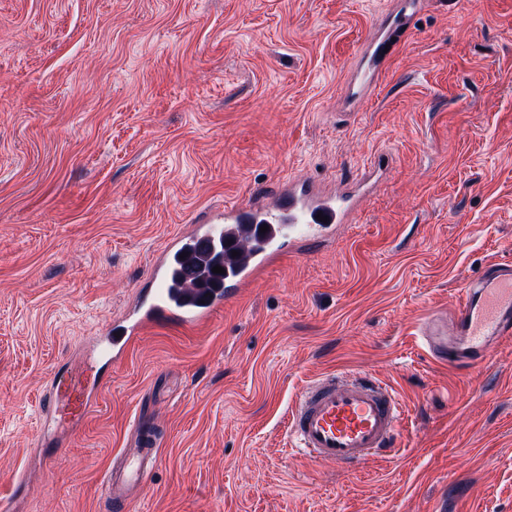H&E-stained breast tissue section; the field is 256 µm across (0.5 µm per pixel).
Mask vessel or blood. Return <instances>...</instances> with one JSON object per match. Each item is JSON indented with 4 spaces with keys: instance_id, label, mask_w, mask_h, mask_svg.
Returning a JSON list of instances; mask_svg holds the SVG:
<instances>
[{
    "instance_id": "b4317fda",
    "label": "vessel or blood",
    "mask_w": 512,
    "mask_h": 512,
    "mask_svg": "<svg viewBox=\"0 0 512 512\" xmlns=\"http://www.w3.org/2000/svg\"><path fill=\"white\" fill-rule=\"evenodd\" d=\"M408 12L391 21H376L374 36L364 49L366 67L352 82L356 97H365L387 59L382 50L402 38ZM357 210L351 195H313L296 189L265 203H234L170 239L152 269L156 283L121 322L105 329L98 351L83 361L59 368L43 397L55 410L59 399L87 414L106 383L102 366L120 361L133 336L149 326L173 321L194 329L205 325L223 307L230 288H243L283 249L285 241L305 247L351 223ZM212 250L228 249L232 257L220 287L198 288L181 283L183 253L196 243ZM422 333L433 359L467 372L486 360L494 344L512 335V265L494 263L469 283L448 319L430 318ZM402 411L394 392L366 373L339 372L312 381L289 414L288 433L296 448L310 458L329 461L348 472L362 468L375 455L397 451ZM120 466L108 470L107 499L120 512L130 506L129 490L155 465L152 453L120 455Z\"/></svg>"
}]
</instances>
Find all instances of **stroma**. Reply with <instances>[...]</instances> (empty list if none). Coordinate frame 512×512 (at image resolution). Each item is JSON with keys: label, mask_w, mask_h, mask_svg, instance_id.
Masks as SVG:
<instances>
[{"label": "stroma", "mask_w": 512, "mask_h": 512, "mask_svg": "<svg viewBox=\"0 0 512 512\" xmlns=\"http://www.w3.org/2000/svg\"><path fill=\"white\" fill-rule=\"evenodd\" d=\"M397 0H0V512H512V340L471 374L426 355L512 264V0H419L358 113V45ZM300 181L353 223L284 254L191 331L137 336L81 421L51 373L121 319L173 236ZM396 392L401 453L355 473L291 450L311 381ZM117 457L120 467L108 470L104 477L107 499L114 507L130 511L129 490L153 469L156 460L149 452L132 456L120 452Z\"/></svg>", "instance_id": "stroma-1"}]
</instances>
